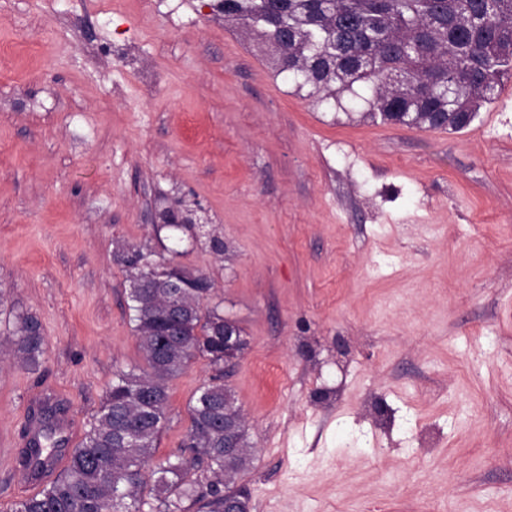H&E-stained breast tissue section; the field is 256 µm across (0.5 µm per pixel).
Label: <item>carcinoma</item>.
<instances>
[{
    "label": "carcinoma",
    "mask_w": 512,
    "mask_h": 512,
    "mask_svg": "<svg viewBox=\"0 0 512 512\" xmlns=\"http://www.w3.org/2000/svg\"><path fill=\"white\" fill-rule=\"evenodd\" d=\"M212 14L246 29L277 55L278 73L309 86L322 102H340L348 91L366 112L382 121L415 128L458 132L492 100L497 86L512 79V0H213ZM292 39L283 42L282 27ZM151 257L127 246L115 254L127 274L128 298L145 367L123 372L106 392L84 440L67 469L37 494L19 501L14 512H224L248 500L224 492V476L250 462L247 426L239 448H224L223 376L200 388L190 408L191 424L182 441L189 456L151 465L167 421L169 382L196 356L224 369V317L210 308V282L171 261L161 260L180 288H155L143 268ZM180 304L186 315L169 329L167 307ZM15 364L40 363L44 337L31 314L16 317L10 333ZM44 443L23 449L22 465L50 466L40 447H59L54 425L38 421ZM159 501L144 510L147 481Z\"/></svg>",
    "instance_id": "obj_1"
}]
</instances>
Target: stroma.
Returning a JSON list of instances; mask_svg holds the SVG:
<instances>
[{"label":"stroma","mask_w":512,"mask_h":512,"mask_svg":"<svg viewBox=\"0 0 512 512\" xmlns=\"http://www.w3.org/2000/svg\"><path fill=\"white\" fill-rule=\"evenodd\" d=\"M209 2L0 0V512L41 489L33 415L78 447L143 364L119 242L206 274L242 330L250 512H512V80L462 131L387 124L316 103ZM177 199L208 237L173 256ZM213 374L170 381L155 461ZM9 335L15 364L28 369L36 368L44 352L39 320L31 314L18 315Z\"/></svg>","instance_id":"1"}]
</instances>
